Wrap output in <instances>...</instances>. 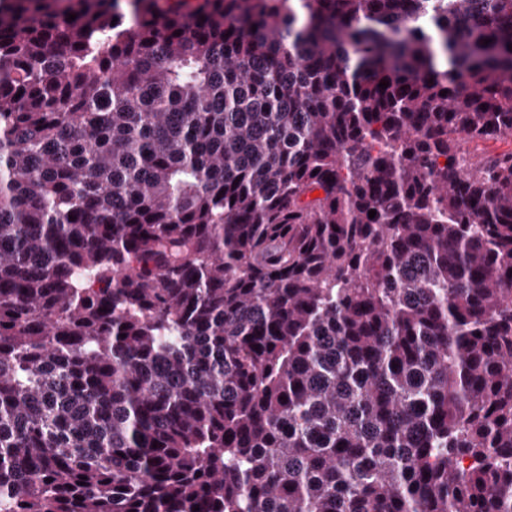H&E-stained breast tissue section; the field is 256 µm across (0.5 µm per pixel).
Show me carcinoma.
<instances>
[{
    "label": "carcinoma",
    "instance_id": "cac0c4a2",
    "mask_svg": "<svg viewBox=\"0 0 512 512\" xmlns=\"http://www.w3.org/2000/svg\"><path fill=\"white\" fill-rule=\"evenodd\" d=\"M507 138L512 0H0V512H512Z\"/></svg>",
    "mask_w": 512,
    "mask_h": 512
}]
</instances>
